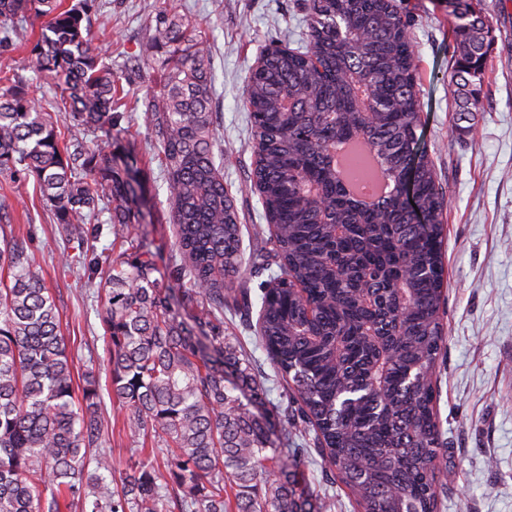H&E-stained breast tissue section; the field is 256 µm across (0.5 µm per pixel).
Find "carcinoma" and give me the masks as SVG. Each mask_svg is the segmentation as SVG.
<instances>
[{"label": "carcinoma", "mask_w": 512, "mask_h": 512, "mask_svg": "<svg viewBox=\"0 0 512 512\" xmlns=\"http://www.w3.org/2000/svg\"><path fill=\"white\" fill-rule=\"evenodd\" d=\"M91 0H0V47L43 19L28 69L61 88L76 121L60 146L53 115L16 74L0 76V173L21 166L54 208L83 264L81 224L107 201L110 223H132L134 188L86 128L121 134L122 82L92 46ZM459 111L479 110L486 68L484 12L452 0ZM410 17L393 0H311L307 44L274 54L246 80L254 128L249 179L259 186L271 248L245 257L238 211H226L213 116L208 39L176 11L156 16L146 65L164 75L142 105L160 143L179 263L173 292L154 256L109 262L103 325L112 399L131 437L160 440L162 473L139 455L112 488L102 442L100 394L75 362L55 301L22 242L0 248V512H321L304 470L308 448L283 452L274 419L314 431L325 476L349 490L359 512H437L441 433L432 372L442 343L447 203L421 142ZM364 140L392 181L372 206L346 191L329 147ZM418 166L413 201L400 200ZM249 268L260 283L258 347L284 382L286 407H267L255 359L226 334L224 313L250 311V292L224 287ZM50 491V497L43 496Z\"/></svg>", "instance_id": "carcinoma-1"}]
</instances>
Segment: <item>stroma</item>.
Masks as SVG:
<instances>
[{"label": "stroma", "mask_w": 512, "mask_h": 512, "mask_svg": "<svg viewBox=\"0 0 512 512\" xmlns=\"http://www.w3.org/2000/svg\"><path fill=\"white\" fill-rule=\"evenodd\" d=\"M412 19L420 86V136L448 199L443 261L446 342L435 379L446 441L438 472L441 512H512V0H480L488 18L487 69L477 86L478 112L460 116L448 85L454 66L450 18L442 0H397ZM175 5L209 38L213 110L224 153V186L242 227L245 253L269 237L263 207L247 179L253 132L244 107L246 76L269 41L305 44L307 0H93V45L114 71L150 55L156 14ZM128 135L112 138L117 167H130L142 188L140 214L129 227L158 255L170 288L184 286L172 270L175 231L157 158L159 147L143 108L131 112ZM0 224L24 239L35 270L56 301L61 333L78 374L92 373L102 412L112 420L110 368L102 336L103 276L114 232L107 210L85 224L89 263L63 270L65 236L41 198L35 177L0 173Z\"/></svg>", "instance_id": "35a3bbf8"}]
</instances>
